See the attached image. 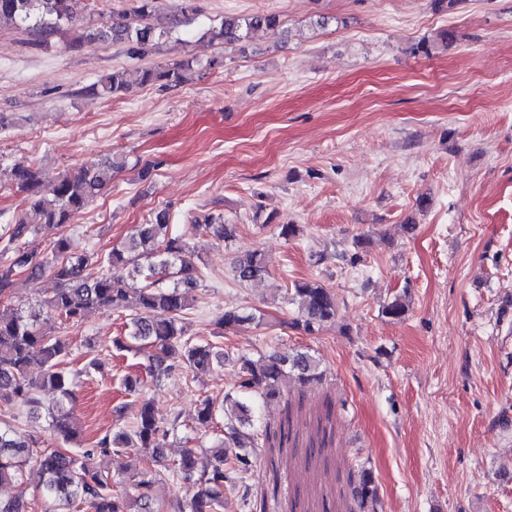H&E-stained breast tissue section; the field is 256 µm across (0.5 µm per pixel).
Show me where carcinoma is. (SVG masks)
Here are the masks:
<instances>
[{
	"label": "carcinoma",
	"instance_id": "1",
	"mask_svg": "<svg viewBox=\"0 0 512 512\" xmlns=\"http://www.w3.org/2000/svg\"><path fill=\"white\" fill-rule=\"evenodd\" d=\"M135 2L130 10L113 14L107 23L94 28L78 24L73 0H0V19L16 24L40 42L66 26L75 34L76 43L110 38L124 44L130 57L144 58L177 28L191 24L200 12L197 0H184L181 17L163 18L158 15L157 0ZM257 32L281 36L283 21L279 15L267 12L226 16L220 25L208 29L206 36L212 42L237 45L243 50ZM194 64L196 61L188 59L133 70L114 69L94 83L90 92L108 99L133 85L177 87ZM124 166L119 156L111 154L63 172L48 187L31 164L17 162L10 169L11 184L23 194L21 203L30 219L14 222L0 253V403L33 413L42 407L39 393L56 394L47 411L56 438L65 444L77 439L76 380L97 368L98 363L92 359L80 370H68L70 343L46 328L51 321L60 318L75 324L93 310L130 312L126 334L113 344L120 351L148 350L147 370L156 381L178 368L202 373L224 365V353L217 346L188 338L184 314L195 301L198 268L190 244L171 233L169 209L155 211L149 222L136 225L122 244L107 253L74 254L64 235L51 243L49 259L17 245L28 232L30 221L60 226L72 223L110 184L112 174ZM196 222L219 238L231 236L221 215L202 214ZM117 264L131 266L133 283L112 279L109 268ZM20 272L41 285V300L34 311L11 307ZM267 274V260L259 250L234 264V276L241 283L261 280ZM164 279L173 280V284L162 285ZM287 295L297 307L292 325L305 333L313 334L336 321V294L320 281L296 280ZM407 311L406 296L396 295L383 307L382 314L391 321H400ZM157 312L166 313L167 318H155ZM260 322L261 316L243 308H228L219 318L224 330ZM238 362L239 382L234 391L224 394V438L215 446L211 468L196 472L195 452L186 448L169 469L172 475L194 486L192 496L177 504L178 512H222L226 489L243 483L242 474L252 465L251 450L255 447L256 398L267 402L280 399L291 376L303 386L322 378L319 362L306 352L271 354L256 361L243 354ZM33 364L41 368L36 378L29 373ZM216 412V402L209 397L203 399L196 412L198 427L206 429L214 424ZM177 427L176 417L167 423L157 419L152 400L145 396L137 401L133 429L106 432L85 448H54L38 436L19 439L13 426L0 419V484L23 486L25 469L32 465L41 476L38 498L51 504L49 512H60V507L75 503L85 512H129L130 503L114 494L112 477L97 469L94 457L125 448H143L152 461L161 463ZM130 479L137 491L139 512H161L153 494L155 483L162 480L160 473L149 470L140 458ZM349 482L359 512L375 508L378 487L372 471L364 468L358 479ZM0 512H32V502L22 492L0 499Z\"/></svg>",
	"mask_w": 512,
	"mask_h": 512
}]
</instances>
